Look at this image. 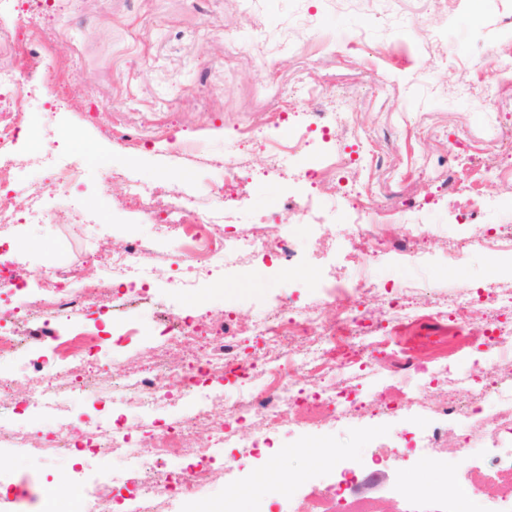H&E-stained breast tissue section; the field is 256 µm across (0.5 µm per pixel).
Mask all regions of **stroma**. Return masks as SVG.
I'll return each mask as SVG.
<instances>
[{
    "label": "stroma",
    "mask_w": 512,
    "mask_h": 512,
    "mask_svg": "<svg viewBox=\"0 0 512 512\" xmlns=\"http://www.w3.org/2000/svg\"><path fill=\"white\" fill-rule=\"evenodd\" d=\"M506 14H512V0H389L384 13L376 0H251L246 7L240 0H48L40 12H20L0 31V64L48 85V93L24 101V110L38 130L69 128L59 149L80 168L81 179L68 193L47 199L53 220L22 225L0 243L19 241L21 259L33 272L78 264L93 278L99 264L92 255L103 246L128 235L147 240L171 235L163 217L129 213L126 179L149 189L191 192L201 209L218 184L227 216L241 206L285 224L299 266L314 264L324 273L340 267L351 233L344 198L323 190L320 204L328 222L323 234L332 247L313 256L306 225L289 223L284 210L302 188L296 173L304 161L273 169L266 156L273 141L304 124L306 114L334 111L341 95L348 96L358 127L369 133L368 143L349 134L329 140L318 129L311 138L323 150L355 156L369 146L385 154L383 166L351 176L371 187L380 223H391L394 206L403 207L421 223L435 225L428 247L439 256L452 222L443 170L456 157L465 162L459 170L462 183L494 199L503 221L512 225V184L484 172L503 152L496 137L512 138V80H500L494 64L465 53L474 40L512 52V34L499 24ZM490 83L497 93L485 111L481 104ZM107 103L112 110L105 114L101 107ZM278 112L284 120L270 126ZM121 126L138 127L143 145L134 149L119 140L114 130ZM246 126L260 129V140L240 154V179L225 183L227 137ZM184 141L196 142V156L179 151ZM425 160L431 167L424 173L419 165ZM75 207L81 210L76 220L71 217ZM495 272L500 286H512V254L470 252L424 268L373 266L381 282L417 280L441 299L462 288L488 287ZM314 292L311 278L281 277L271 263L245 271L227 267L191 296L159 284L152 302L128 312L141 329L139 341L105 353L103 360L138 368L145 344L158 339L160 313L191 309L195 297L202 300L201 311L225 310L248 322L263 315L271 301ZM402 334L410 343H425L429 352L448 353L458 331L447 318L423 309ZM396 432L395 420L379 418L369 428L328 427L318 437L361 456L376 437L392 439ZM306 439L296 427H284L278 440L286 455L229 470L202 489V499L244 491L243 470L259 476L314 469L302 451ZM487 460L479 448L444 462L421 453L405 476L392 464L368 468L353 489L359 496H376L395 485L408 498L421 481L461 476ZM71 466V458L64 457L46 472L29 449H0V479L16 486L29 512H46Z\"/></svg>",
    "instance_id": "35a3bbf8"
}]
</instances>
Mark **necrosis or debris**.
Here are the masks:
<instances>
[{
  "mask_svg": "<svg viewBox=\"0 0 512 512\" xmlns=\"http://www.w3.org/2000/svg\"><path fill=\"white\" fill-rule=\"evenodd\" d=\"M36 88L35 81L0 67V102L11 106L0 113L1 147L12 145L27 126L21 105ZM28 164L47 172L48 184L19 183L13 166L0 162V186H13L26 195L30 213H41L45 190L65 192L79 181L78 171L57 153L54 137L43 139ZM126 195L132 213L160 207L172 215V246L163 249L154 241L124 239L118 250L104 255L102 275L96 279L83 278L75 266L36 278L0 247V296L21 300L20 306L0 316V360L22 348L19 326L26 320L70 328L58 337L50 356L40 360L26 408H60L71 388L107 405L120 402L119 410L80 426L59 420L55 431L38 438L24 434L10 416L0 413V447L34 449L45 466H53L73 448L84 451L89 461L115 453L126 458L123 474L104 475L89 496L71 491L54 497L50 512H172L176 500L184 503V512H235L233 502L198 497L202 487L222 478L217 463L225 449L250 454L259 443H272L286 425L316 431L352 420L365 423L381 414L402 418V449L381 443L370 456L336 467L331 479L316 484L307 474H289L283 491L295 498L293 512H438L445 503L454 512H483L481 496L491 487L500 490L505 512H512V321L503 323L493 316L495 310L512 309L511 287L479 295L462 290L440 310L460 326L470 325L476 308L487 311L477 332L478 345L489 354L485 362H473L459 372L447 356L408 348L393 350L392 368L376 363L377 352L391 348L388 325L415 317L430 300L428 289L409 282L382 287L369 269L376 262L429 265L432 255L425 243L435 228L408 223L401 234H392L390 225L376 223L375 210L359 201L350 212L347 271L325 277L311 303L282 304L247 323L228 313L210 316L204 324L173 313L150 349L148 367H117L111 374L97 375L91 368L101 338L83 327L82 316L90 308L113 312L127 304L126 296L113 292L114 283L131 281L145 294L154 282L165 279L172 288L187 291L196 276L230 265L243 268L259 257L286 266L292 254V242L281 225L243 215L242 230L227 231L223 187L212 189L211 202L203 210L173 190L165 201H157L154 192L132 180L126 183ZM470 251L512 253V230L487 224L477 233L449 238L448 258ZM371 301L378 302L377 313L365 310ZM194 344L201 350L191 361L172 363V350ZM366 370L379 380L370 397L358 381ZM300 377L312 378V386H298ZM228 383L240 390L229 404L224 401ZM434 386L442 392L432 398L428 391ZM464 391L469 394L465 400L460 397ZM180 403L189 406V413L173 421L160 418V411ZM218 409L223 418H215ZM131 412L139 415V427L128 425ZM452 424L467 426L464 441L449 438ZM475 446L493 449L490 469L471 468L463 479L420 482L411 503L350 492L359 468L404 462L412 449L431 448L445 455ZM175 454L186 458L185 467L170 466Z\"/></svg>",
  "mask_w": 512,
  "mask_h": 512,
  "instance_id": "1",
  "label": "necrosis or debris"
}]
</instances>
